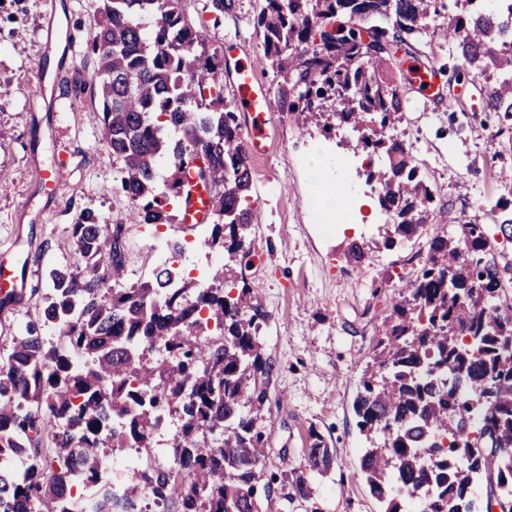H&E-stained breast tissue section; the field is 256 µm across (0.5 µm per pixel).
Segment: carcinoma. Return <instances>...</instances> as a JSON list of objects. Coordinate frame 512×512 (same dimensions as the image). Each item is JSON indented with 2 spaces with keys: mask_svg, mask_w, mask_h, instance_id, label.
Here are the masks:
<instances>
[{
  "mask_svg": "<svg viewBox=\"0 0 512 512\" xmlns=\"http://www.w3.org/2000/svg\"><path fill=\"white\" fill-rule=\"evenodd\" d=\"M187 0H93V90L100 143L120 169L127 208L113 224L92 210L71 225L76 262L48 270L36 316L0 361V457L25 449L19 470L0 467V512H77L71 475L100 484L107 450L149 453L163 417L172 464L125 486L124 512L146 489L163 512H261L273 484L306 500L311 476L335 457L315 431L300 470L265 474V431L275 361L260 340L269 315L236 267L250 265L252 177L237 106L224 100V55L208 54ZM257 27L280 78L278 112L360 133L355 148L385 159L367 172L390 216L383 243L414 236L442 187L420 178L411 149L389 135L426 64L412 41L430 31L456 44L463 73L512 75V2L490 14L444 16L439 0H263ZM488 110L512 118V78ZM209 189L206 245L225 258L205 280L162 269L124 285L125 223L173 224L190 187L184 162ZM167 162V175L157 170ZM432 239L419 272L385 316L354 402L369 442L360 470L384 512H470L476 491L512 499V255L486 224ZM64 328L63 347L45 331Z\"/></svg>",
  "mask_w": 512,
  "mask_h": 512,
  "instance_id": "carcinoma-1",
  "label": "carcinoma"
}]
</instances>
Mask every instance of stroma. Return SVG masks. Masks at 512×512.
Listing matches in <instances>:
<instances>
[{"label": "stroma", "mask_w": 512, "mask_h": 512, "mask_svg": "<svg viewBox=\"0 0 512 512\" xmlns=\"http://www.w3.org/2000/svg\"><path fill=\"white\" fill-rule=\"evenodd\" d=\"M205 3L192 0L189 10L205 28L208 49L229 61L251 57L259 79L275 89L263 32L255 24L262 0H237L234 13L220 20ZM47 26L55 31L48 42ZM94 34L92 0H55L51 8L45 0H0V82L10 85L9 95L0 98V259L36 261L24 299L0 315V358L33 317L35 301L48 288V268L70 262L67 242L76 215L90 209L114 217L127 207L112 192L119 173L99 142L97 100L86 93L83 111L69 108L75 65L87 57ZM414 47L443 72L431 100L417 101L415 91L405 89L411 108L399 127L408 140L420 142L414 156L425 180L445 191L411 239L380 247L387 217L366 181L365 152L351 147L356 134L349 128L303 132L287 113L271 112L264 150L249 157V202L257 224L251 231L254 264L244 275L269 314L261 341L275 360L263 464L270 473L302 467L314 430L336 456L332 470L313 475L310 499L285 504L286 489L279 485L265 512H382L360 472L365 438L353 402L399 280L421 268L434 236L459 233V225L443 223L440 212L488 224L484 199L512 202V180L500 174L512 169V119L487 112L491 84L457 79L459 56L447 41L426 33ZM316 155L345 160L357 193L341 202L321 193L319 183L335 187L340 179L332 166L314 178L310 161ZM49 180L55 189L46 188ZM340 205L356 214L357 223L328 228L322 215H335ZM158 236L190 241L196 233L180 224L126 225L129 283L155 267ZM353 241L369 246L357 267L344 254Z\"/></svg>", "instance_id": "stroma-1"}]
</instances>
